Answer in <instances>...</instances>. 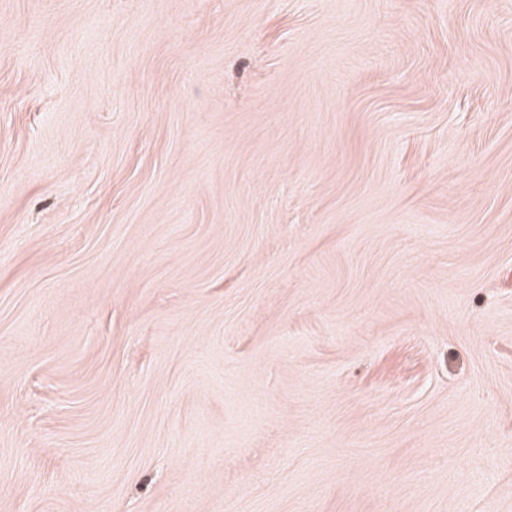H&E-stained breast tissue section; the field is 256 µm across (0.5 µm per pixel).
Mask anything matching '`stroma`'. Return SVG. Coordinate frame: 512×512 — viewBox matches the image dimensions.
Returning a JSON list of instances; mask_svg holds the SVG:
<instances>
[{"label":"stroma","instance_id":"stroma-1","mask_svg":"<svg viewBox=\"0 0 512 512\" xmlns=\"http://www.w3.org/2000/svg\"><path fill=\"white\" fill-rule=\"evenodd\" d=\"M0 512H512V0H0Z\"/></svg>","mask_w":512,"mask_h":512}]
</instances>
